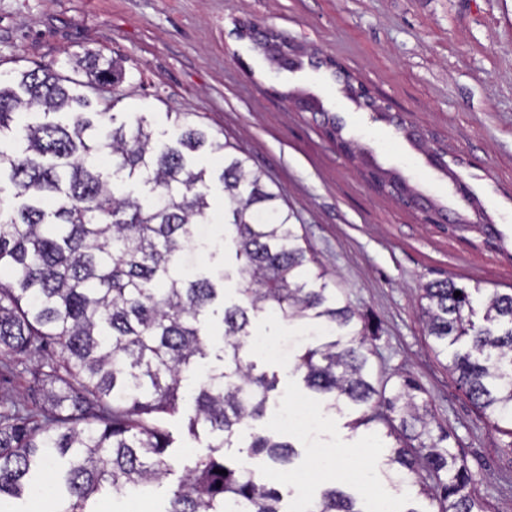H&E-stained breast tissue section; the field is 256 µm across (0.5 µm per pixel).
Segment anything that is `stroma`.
Wrapping results in <instances>:
<instances>
[{
	"instance_id": "1",
	"label": "stroma",
	"mask_w": 512,
	"mask_h": 512,
	"mask_svg": "<svg viewBox=\"0 0 512 512\" xmlns=\"http://www.w3.org/2000/svg\"><path fill=\"white\" fill-rule=\"evenodd\" d=\"M253 25L292 45L294 67L245 36ZM88 50L125 70L114 89L117 119L145 118L160 136L171 129L169 113L185 112L251 156L333 283L378 323L376 377L412 375L434 425L466 456L487 512H512V436L490 426L449 374L419 308L421 287L449 278L512 290V0H0L1 71ZM347 75L371 90L380 111L349 98ZM311 97L324 113L303 110ZM344 140L356 141L362 157L342 149ZM438 148L442 169L429 157ZM371 163L401 177L448 223H424L421 209L375 187ZM253 325L268 345L247 358L278 379L263 430L299 452L290 470L263 469L286 512L331 485L364 512L383 499L397 512H427L428 501L390 483L368 430L351 429L349 412L318 404L312 430L273 420L311 394L280 355L294 350L296 327L265 314ZM194 388L187 378L181 411L166 421L171 474L136 506L102 491L93 512H164L186 455L210 442L187 432ZM319 448L361 449L355 478L322 480L310 467Z\"/></svg>"
}]
</instances>
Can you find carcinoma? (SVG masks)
I'll return each mask as SVG.
<instances>
[{
    "mask_svg": "<svg viewBox=\"0 0 512 512\" xmlns=\"http://www.w3.org/2000/svg\"><path fill=\"white\" fill-rule=\"evenodd\" d=\"M82 72L112 87L125 78L93 52L0 72V176L8 173L13 199H24L16 208L0 187V272L12 278L0 282V367L56 347L29 370L32 406L0 397V504L44 491L33 472L56 458L66 464L59 512H91L105 484L116 496L161 484L172 469L165 421L180 412L187 374L211 355L207 317L218 315L223 366L198 380L188 422L190 435L202 430L211 442L184 466L165 512H284L279 490L253 464L224 455L241 425L256 428L276 389L245 352L250 316L264 312L324 337L295 357L293 371L329 408L359 410L352 428L386 429L394 444L383 465L399 482L419 487L435 512H486L465 459L448 434H433L421 386L408 376L375 384L377 328L329 287L294 212L250 157L179 112L168 143H157L142 117L115 125L114 100L75 92L93 88L77 79ZM35 107L44 120L24 121ZM205 147L224 157L221 243L236 264L217 278H184L185 256L207 247L198 226L208 219L210 185L191 160ZM133 184L146 193L125 191ZM233 275L240 298L226 306L224 279ZM421 291V319L437 353L450 356L448 370L488 420L512 425V293L471 292L452 279ZM297 456L288 441L252 434L250 459L286 468ZM309 512L365 510L328 488Z\"/></svg>",
    "mask_w": 512,
    "mask_h": 512,
    "instance_id": "carcinoma-1",
    "label": "carcinoma"
}]
</instances>
